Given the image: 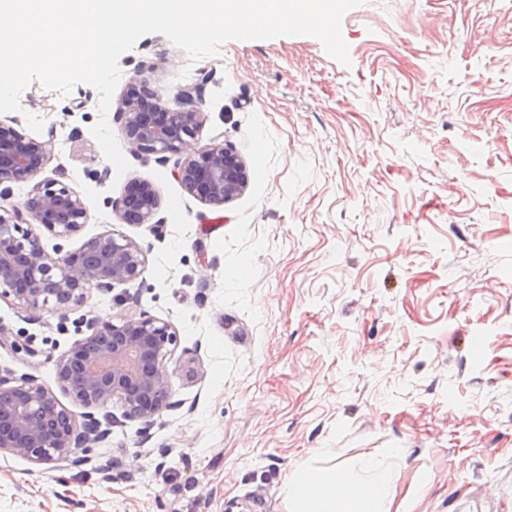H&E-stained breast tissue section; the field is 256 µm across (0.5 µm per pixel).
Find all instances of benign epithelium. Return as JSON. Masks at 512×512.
Instances as JSON below:
<instances>
[{"instance_id":"benign-epithelium-1","label":"benign epithelium","mask_w":512,"mask_h":512,"mask_svg":"<svg viewBox=\"0 0 512 512\" xmlns=\"http://www.w3.org/2000/svg\"><path fill=\"white\" fill-rule=\"evenodd\" d=\"M123 131L134 151L176 153L184 137L196 132L198 112L166 111L147 81L130 83L119 107ZM49 158L47 145L15 132L0 130V185L36 175ZM184 189L213 205H223L246 187L245 166L229 147L214 145L179 167ZM134 194L119 202L121 218L148 224L158 207V194L149 182L136 184ZM89 205L57 179L37 183L19 206L0 213V298L11 297L22 308L48 305L61 316L84 301L95 286L109 290L138 279L149 250L122 233L99 234L73 251L55 257L46 253L40 235L22 227L29 216L48 233L68 238L86 224ZM89 334L75 339L56 360L60 389L86 409L81 415L59 403L53 390L34 376H0V454L33 464L91 461L92 445L103 441L93 416L111 400L129 420L150 423L173 407L164 368L178 342L171 323L145 313L120 323L90 319ZM83 421H78V418Z\"/></svg>"}]
</instances>
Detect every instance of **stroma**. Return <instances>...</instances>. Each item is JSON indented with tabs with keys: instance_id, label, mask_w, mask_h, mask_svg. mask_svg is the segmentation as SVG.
<instances>
[{
	"instance_id": "obj_1",
	"label": "stroma",
	"mask_w": 512,
	"mask_h": 512,
	"mask_svg": "<svg viewBox=\"0 0 512 512\" xmlns=\"http://www.w3.org/2000/svg\"><path fill=\"white\" fill-rule=\"evenodd\" d=\"M342 36L347 66L310 36L195 62L141 37L108 111L130 168L102 183L97 90L23 92L51 154L0 206L58 176L89 217L72 238L42 233L47 252L114 230L149 254L142 277L63 317L1 298L0 374L55 386L79 320L144 312L178 333L175 407L149 425L96 409L110 434L85 465L1 454L0 512H288L291 472L367 457L397 473L391 512H512V0H364ZM139 75L168 110L201 91L199 128L162 160L123 140ZM214 144L248 176L221 206L176 176ZM140 181L159 225L115 208Z\"/></svg>"
}]
</instances>
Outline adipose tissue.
<instances>
[{"mask_svg": "<svg viewBox=\"0 0 512 512\" xmlns=\"http://www.w3.org/2000/svg\"><path fill=\"white\" fill-rule=\"evenodd\" d=\"M392 479L370 458L361 460L353 475L298 469L285 483L288 512H391Z\"/></svg>", "mask_w": 512, "mask_h": 512, "instance_id": "1", "label": "adipose tissue"}]
</instances>
